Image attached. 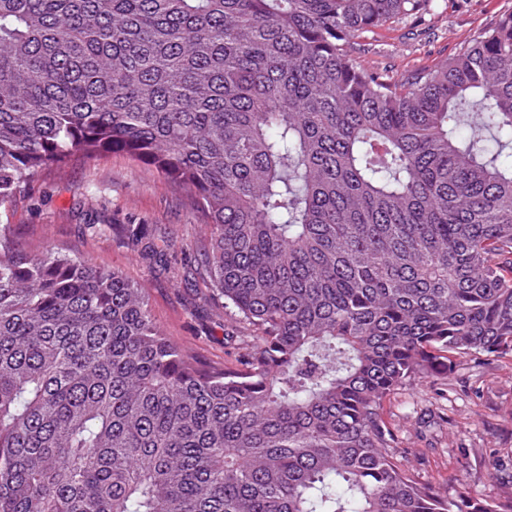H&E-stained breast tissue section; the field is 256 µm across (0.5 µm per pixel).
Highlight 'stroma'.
Returning <instances> with one entry per match:
<instances>
[{
	"label": "stroma",
	"mask_w": 512,
	"mask_h": 512,
	"mask_svg": "<svg viewBox=\"0 0 512 512\" xmlns=\"http://www.w3.org/2000/svg\"><path fill=\"white\" fill-rule=\"evenodd\" d=\"M512 0H430L426 11L399 17L361 40V64L404 79L452 57ZM20 243L59 248L120 270L147 291L168 336L203 358L232 363L249 331L223 299L205 288L197 253L205 237L183 192L123 154L49 169L0 208ZM143 224L172 243L165 262L145 259L124 227ZM397 430L404 464L449 494L465 492L512 503V360L467 357L445 379L416 380L384 406Z\"/></svg>",
	"instance_id": "35a3bbf8"
}]
</instances>
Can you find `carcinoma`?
Here are the masks:
<instances>
[{"label":"carcinoma","instance_id":"1","mask_svg":"<svg viewBox=\"0 0 512 512\" xmlns=\"http://www.w3.org/2000/svg\"><path fill=\"white\" fill-rule=\"evenodd\" d=\"M428 0H0V206L119 152L191 196L257 335L176 344L146 288L0 225V512H502L403 466L385 401L512 359V11L405 80Z\"/></svg>","mask_w":512,"mask_h":512}]
</instances>
